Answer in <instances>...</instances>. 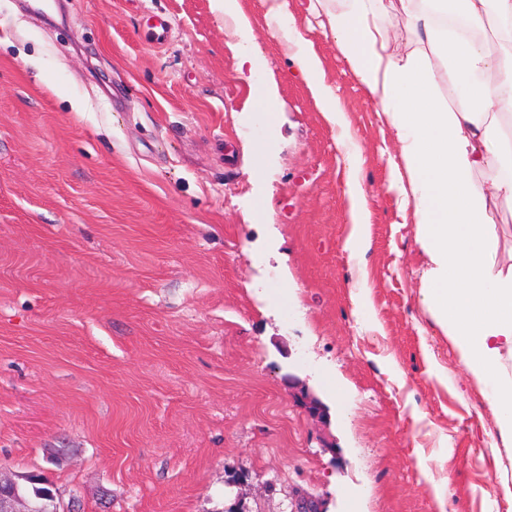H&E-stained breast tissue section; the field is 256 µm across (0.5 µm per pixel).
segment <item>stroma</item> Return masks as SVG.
<instances>
[{
	"label": "stroma",
	"mask_w": 512,
	"mask_h": 512,
	"mask_svg": "<svg viewBox=\"0 0 512 512\" xmlns=\"http://www.w3.org/2000/svg\"><path fill=\"white\" fill-rule=\"evenodd\" d=\"M237 5L248 26L215 0H0V470L59 512H507L512 448L421 303L394 129L307 0L345 138L265 0ZM347 196L350 203L351 230L345 241L344 249L349 257L363 252L370 238L371 213L367 208L362 185L354 179L347 185Z\"/></svg>",
	"instance_id": "stroma-1"
}]
</instances>
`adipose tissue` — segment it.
<instances>
[{
  "label": "adipose tissue",
  "mask_w": 512,
  "mask_h": 512,
  "mask_svg": "<svg viewBox=\"0 0 512 512\" xmlns=\"http://www.w3.org/2000/svg\"><path fill=\"white\" fill-rule=\"evenodd\" d=\"M325 0L306 10L325 14V26L351 70L378 102L396 133L408 173L397 183L414 206L416 241L426 256L421 302L453 342L465 371L487 393L497 418L491 448L512 447V262L496 264L489 201L512 208V0H398L406 25L433 57L387 55L381 28L383 0ZM302 75L328 119L342 124L333 90L318 76L308 45L297 54ZM449 73L461 103L436 95ZM351 230L344 249L363 252L371 213L362 185H347Z\"/></svg>",
  "instance_id": "ef3b65f1"
}]
</instances>
